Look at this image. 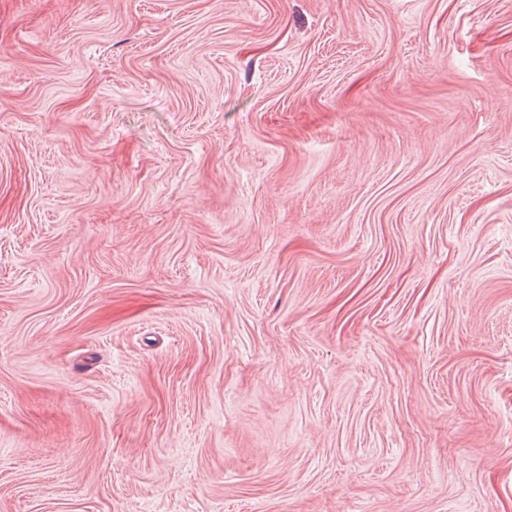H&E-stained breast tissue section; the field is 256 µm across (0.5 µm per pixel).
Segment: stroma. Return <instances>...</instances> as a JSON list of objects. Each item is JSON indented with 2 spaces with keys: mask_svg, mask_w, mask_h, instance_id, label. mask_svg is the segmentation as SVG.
Wrapping results in <instances>:
<instances>
[{
  "mask_svg": "<svg viewBox=\"0 0 512 512\" xmlns=\"http://www.w3.org/2000/svg\"><path fill=\"white\" fill-rule=\"evenodd\" d=\"M0 512H512V0H0Z\"/></svg>",
  "mask_w": 512,
  "mask_h": 512,
  "instance_id": "35a3bbf8",
  "label": "stroma"
}]
</instances>
